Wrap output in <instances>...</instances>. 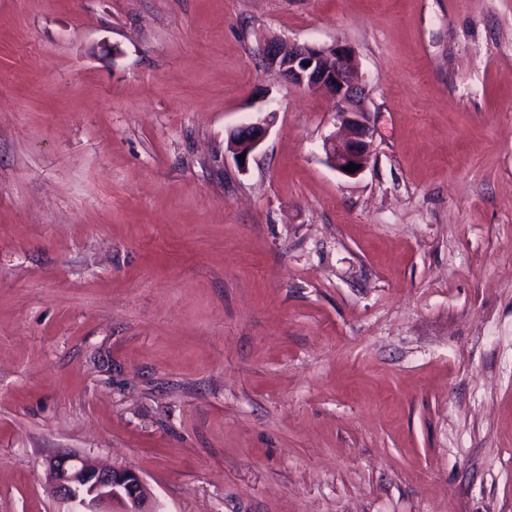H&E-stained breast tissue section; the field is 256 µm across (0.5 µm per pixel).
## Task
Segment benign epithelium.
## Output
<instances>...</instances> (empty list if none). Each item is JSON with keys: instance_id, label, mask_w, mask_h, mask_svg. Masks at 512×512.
Returning <instances> with one entry per match:
<instances>
[{"instance_id": "1", "label": "benign epithelium", "mask_w": 512, "mask_h": 512, "mask_svg": "<svg viewBox=\"0 0 512 512\" xmlns=\"http://www.w3.org/2000/svg\"><path fill=\"white\" fill-rule=\"evenodd\" d=\"M261 62L278 69L287 82L311 92L327 93L335 100L336 121L343 134L329 136L324 145L327 161L336 171L353 163L366 168L372 156L373 134L365 89L358 65L349 47L285 44L278 38L259 43ZM268 129V120L235 128L227 149L245 158L258 149ZM51 493L67 506L65 512H160L161 505L145 480L134 470L98 467L86 457L61 450L47 461Z\"/></svg>"}]
</instances>
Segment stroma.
Instances as JSON below:
<instances>
[{
	"mask_svg": "<svg viewBox=\"0 0 512 512\" xmlns=\"http://www.w3.org/2000/svg\"><path fill=\"white\" fill-rule=\"evenodd\" d=\"M272 36L354 52L357 176ZM63 448L163 512H512V0H0V512ZM268 125L269 123L267 118H263L254 123L237 127L230 132L228 136L227 149H229L233 154L239 165H241V162H239L238 156L245 153L244 165H241L245 166L250 156L263 142L267 133Z\"/></svg>",
	"mask_w": 512,
	"mask_h": 512,
	"instance_id": "stroma-1",
	"label": "stroma"
}]
</instances>
